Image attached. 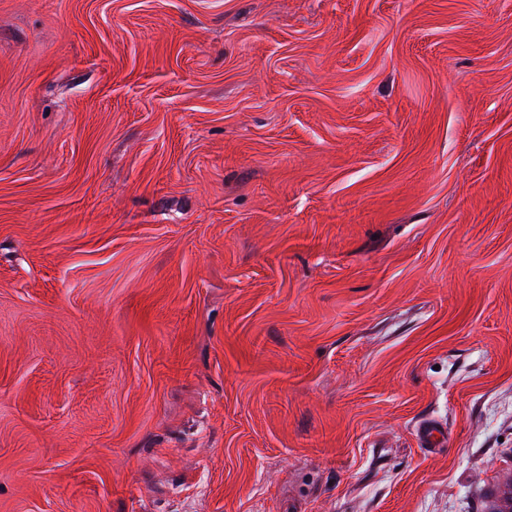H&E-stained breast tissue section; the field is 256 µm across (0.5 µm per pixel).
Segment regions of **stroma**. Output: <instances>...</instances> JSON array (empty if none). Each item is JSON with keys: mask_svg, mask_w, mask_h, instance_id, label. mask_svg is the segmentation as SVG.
Segmentation results:
<instances>
[{"mask_svg": "<svg viewBox=\"0 0 512 512\" xmlns=\"http://www.w3.org/2000/svg\"><path fill=\"white\" fill-rule=\"evenodd\" d=\"M511 479L512 0H0V512Z\"/></svg>", "mask_w": 512, "mask_h": 512, "instance_id": "1", "label": "stroma"}]
</instances>
